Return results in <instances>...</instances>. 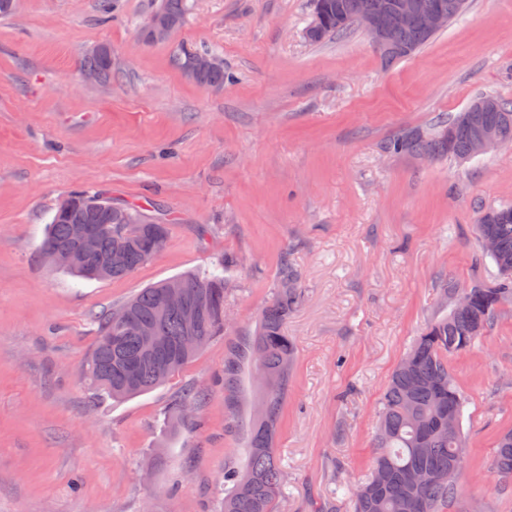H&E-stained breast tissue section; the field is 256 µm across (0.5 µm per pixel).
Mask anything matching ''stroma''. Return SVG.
<instances>
[{
	"instance_id": "obj_1",
	"label": "stroma",
	"mask_w": 512,
	"mask_h": 512,
	"mask_svg": "<svg viewBox=\"0 0 512 512\" xmlns=\"http://www.w3.org/2000/svg\"><path fill=\"white\" fill-rule=\"evenodd\" d=\"M175 41L141 46L155 0H18L0 19V512H218L224 471L247 461L257 387L225 381L282 261L303 305L278 450L279 512H323L369 473L379 401L415 337L448 313L443 280L498 276L479 214L512 205V148L465 163L389 156L384 141L432 127L481 94L512 101V0H467L418 53L387 68L363 33L312 45V0H190ZM213 50L230 80H187L178 45ZM112 50V80L83 82ZM104 191L170 219L165 248L121 280L48 265L45 227L71 190ZM235 269L227 323L179 376L127 401L93 399L83 363L99 315L142 288L221 259ZM466 401V466L448 512H512L493 467L512 430V302L450 355ZM205 390L172 429L171 398ZM106 51H98L97 48L86 53L80 61L79 72L85 68L97 71H84L81 75L84 82L97 84L107 82L112 79V51L107 46ZM99 75V76H98Z\"/></svg>"
}]
</instances>
